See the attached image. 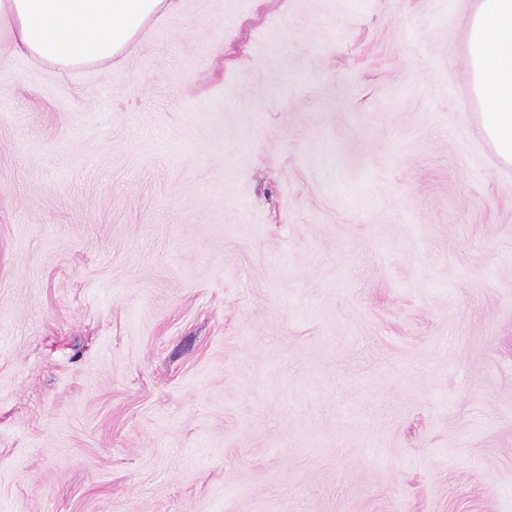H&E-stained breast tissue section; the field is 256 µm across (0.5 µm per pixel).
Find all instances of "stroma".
Returning <instances> with one entry per match:
<instances>
[{
  "instance_id": "1",
  "label": "stroma",
  "mask_w": 512,
  "mask_h": 512,
  "mask_svg": "<svg viewBox=\"0 0 512 512\" xmlns=\"http://www.w3.org/2000/svg\"><path fill=\"white\" fill-rule=\"evenodd\" d=\"M479 0H177L0 78V512H512V166ZM468 54L486 139L499 160L512 164V0H479Z\"/></svg>"
}]
</instances>
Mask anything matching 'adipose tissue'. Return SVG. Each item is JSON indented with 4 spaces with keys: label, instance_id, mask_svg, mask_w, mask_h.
<instances>
[{
    "label": "adipose tissue",
    "instance_id": "1",
    "mask_svg": "<svg viewBox=\"0 0 512 512\" xmlns=\"http://www.w3.org/2000/svg\"><path fill=\"white\" fill-rule=\"evenodd\" d=\"M172 0H0V43L71 72L120 57ZM473 94L485 136L512 164V0H479L469 20Z\"/></svg>",
    "mask_w": 512,
    "mask_h": 512
}]
</instances>
